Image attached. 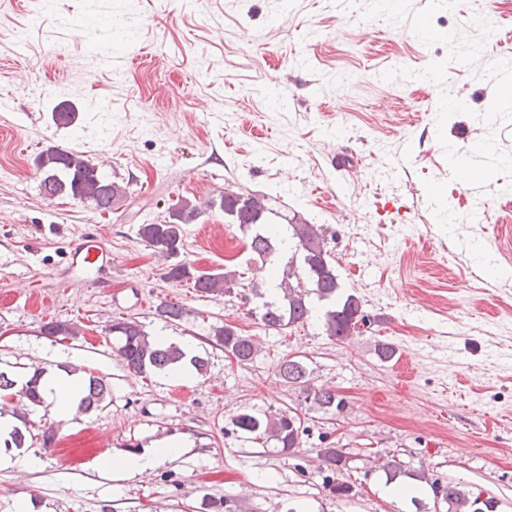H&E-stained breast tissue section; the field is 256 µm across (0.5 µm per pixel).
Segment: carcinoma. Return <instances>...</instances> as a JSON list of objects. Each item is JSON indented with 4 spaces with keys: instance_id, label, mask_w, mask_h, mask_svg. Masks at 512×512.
I'll use <instances>...</instances> for the list:
<instances>
[{
    "instance_id": "cac0c4a2",
    "label": "carcinoma",
    "mask_w": 512,
    "mask_h": 512,
    "mask_svg": "<svg viewBox=\"0 0 512 512\" xmlns=\"http://www.w3.org/2000/svg\"><path fill=\"white\" fill-rule=\"evenodd\" d=\"M37 166L43 172L40 186L49 198L69 197L98 212H112V208L126 195V188L110 180L99 168L78 151L48 147L37 157ZM219 209L231 224H237L246 231L253 232L250 248L261 262H266L277 252L288 255L290 268L270 269V279L278 289L280 299L265 300L266 293L259 284H251L250 292L262 300L259 320L268 330L280 331L298 325H305L316 315L312 298L327 302L323 307L324 329L328 336L344 340L350 336L351 321L361 322L369 315L363 310V303L354 294H339L336 270L326 248V236L322 226L310 224L302 219L287 221L288 235L280 237L270 228L274 210L266 197L252 193L226 192L218 198L203 203H193L182 199L169 208L168 216L159 224H143L138 229L140 238L149 246L172 260L167 266L165 279L172 283L192 281L193 288L203 296H221L236 288V274L233 272H200L187 261L181 259L184 247V225L195 224L208 210ZM115 340L118 355L126 367L137 376L150 373H163L182 363L183 349L176 343L155 340L137 320L119 318L107 327ZM48 336L79 335L75 324L67 320L51 321L43 326ZM211 336L224 352L232 354L240 363L250 361L256 353L255 340L242 334L236 327L223 324L211 327ZM280 377L290 384L309 386L308 372L300 360H282L277 365ZM45 369H34L29 380L19 389L23 405L13 412L20 425L10 432L11 441L5 447H24L26 432L29 431V411L38 407L50 406L39 389L40 379ZM108 388L103 379L92 376L84 387L78 404L84 412L96 410L104 403ZM314 403L323 411L338 408L343 399L328 388L313 393ZM235 427L247 434L275 442L283 451L299 447V427H290L288 415L277 413L264 417L244 412L234 419ZM320 457L326 468L332 472L348 469V452L341 448H322ZM375 468L385 473L392 482L403 475L428 487L439 483L423 469L406 470L394 460L378 459ZM453 512H478L479 498H471L470 493L450 482L444 485Z\"/></svg>"
}]
</instances>
